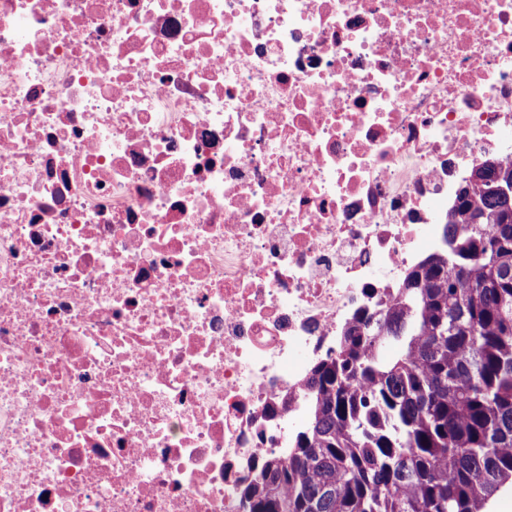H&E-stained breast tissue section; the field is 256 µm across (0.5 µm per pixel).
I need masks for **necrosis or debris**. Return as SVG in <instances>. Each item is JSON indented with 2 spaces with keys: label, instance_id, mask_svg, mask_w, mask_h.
<instances>
[{
  "label": "necrosis or debris",
  "instance_id": "1",
  "mask_svg": "<svg viewBox=\"0 0 512 512\" xmlns=\"http://www.w3.org/2000/svg\"><path fill=\"white\" fill-rule=\"evenodd\" d=\"M510 128L512 0H0V512H246Z\"/></svg>",
  "mask_w": 512,
  "mask_h": 512
}]
</instances>
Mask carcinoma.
<instances>
[{"label": "carcinoma", "instance_id": "1", "mask_svg": "<svg viewBox=\"0 0 512 512\" xmlns=\"http://www.w3.org/2000/svg\"><path fill=\"white\" fill-rule=\"evenodd\" d=\"M512 165L464 185L448 251L348 325L307 386L288 458L246 486L247 512H486L512 487Z\"/></svg>", "mask_w": 512, "mask_h": 512}]
</instances>
